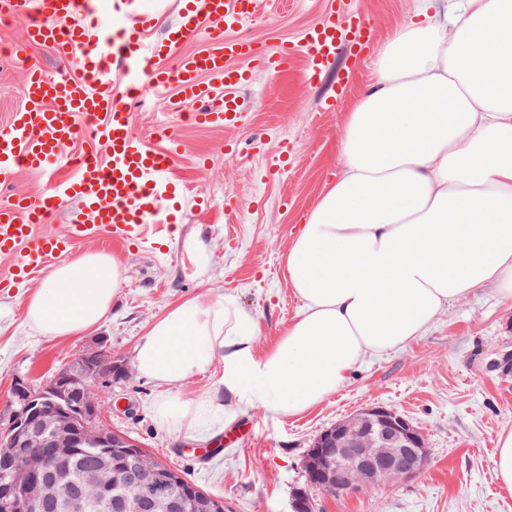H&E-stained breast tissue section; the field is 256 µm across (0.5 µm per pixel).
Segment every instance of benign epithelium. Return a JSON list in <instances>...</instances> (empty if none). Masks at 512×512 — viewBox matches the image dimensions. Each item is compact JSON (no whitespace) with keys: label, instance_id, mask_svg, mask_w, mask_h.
<instances>
[{"label":"benign epithelium","instance_id":"7a95c632","mask_svg":"<svg viewBox=\"0 0 512 512\" xmlns=\"http://www.w3.org/2000/svg\"><path fill=\"white\" fill-rule=\"evenodd\" d=\"M102 361L112 363V352L100 337L43 388L34 390L22 379L15 381L12 395L19 408L12 410L0 438V444L12 449L8 463L0 467V512H84L87 500L68 473L50 471L48 461L37 463L25 452L37 441L53 449L56 457L68 456L80 444L117 449L119 462L100 464L93 480L103 489L116 485L136 488V493L120 504L124 512H220V503L203 495L162 501L150 494L149 489L162 478L155 457L132 439L96 427L95 388L102 379L98 369ZM70 386L83 394L77 408L82 425L78 435L74 418L66 409ZM363 415L368 420V433L399 447L391 452L366 448L363 439L355 438L339 449L348 462L339 467L326 449L333 440L341 439L344 424L322 431L312 446L316 484L334 488L338 495L369 490L383 480L411 479L427 462L422 435L407 419L382 406L366 408Z\"/></svg>","mask_w":512,"mask_h":512}]
</instances>
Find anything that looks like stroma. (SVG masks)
<instances>
[{"label":"stroma","mask_w":512,"mask_h":512,"mask_svg":"<svg viewBox=\"0 0 512 512\" xmlns=\"http://www.w3.org/2000/svg\"><path fill=\"white\" fill-rule=\"evenodd\" d=\"M183 0H99L119 24L145 15L155 36L180 19ZM334 0H254L240 37L259 42L299 40L330 10ZM371 28L365 56L341 39L335 57L316 82L303 76V62L287 75L258 68L235 96L246 116L242 129L179 121L181 143L172 167L188 190L181 224L160 239L120 246L100 235L76 242L72 255L103 251L117 257L121 288L96 335L104 336L116 363L132 364L149 325L178 301L232 297L256 316L266 348L301 312L288 278V249L318 197L341 172L340 142L348 108L372 80V62L390 33L414 18L417 0H347ZM25 71L0 54V123L22 105ZM233 153H225V143ZM291 152L280 164L282 149ZM209 156L208 172L198 169ZM0 295V428L11 386L21 378L43 387L94 335L50 339L26 320L24 293ZM512 349V300L483 284L440 314L429 330L405 348L372 356L336 393L297 416L253 404L233 423L252 428L248 442L220 437L206 444L161 426L154 415L156 387L138 374L113 375L100 390L98 418L110 431L147 448L171 468L222 499L228 512H288L293 488L305 483L304 463L316 437L362 410L383 406L406 417L426 440L428 461L416 477L343 497L315 494L314 512H512V493L501 490L494 454L501 430L512 427V380L488 364Z\"/></svg>","instance_id":"stroma-1"}]
</instances>
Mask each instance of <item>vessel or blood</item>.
I'll list each match as a JSON object with an SVG mask.
<instances>
[{"label": "vessel or blood", "instance_id": "vessel-or-blood-1", "mask_svg": "<svg viewBox=\"0 0 512 512\" xmlns=\"http://www.w3.org/2000/svg\"><path fill=\"white\" fill-rule=\"evenodd\" d=\"M179 23L164 36L144 44L150 28L146 18L130 21L109 33L94 22V0H0V17L27 20L11 46L23 63V106L0 124V190L8 191L20 170L48 174L46 187L34 194L9 193L0 203V256L10 259L9 275L0 277V291L11 292L34 273L49 267L70 247L98 231L113 243H142L150 225L183 220L180 199L184 186L169 171L180 146L174 125L151 135L135 129L132 105L147 90L176 85L167 102L174 115L184 103H202L192 113L199 124L236 126L242 121L235 98L226 88L252 79L238 60L257 56L249 39L235 36L243 21L238 0H184ZM335 13L305 29L299 43L281 42L261 58L267 70L280 75L305 59V75L315 80L336 53ZM205 37L204 51L180 53V46ZM52 48L61 61L75 62L78 74L48 75L28 62L32 44ZM175 57L173 69L158 62ZM87 135L84 150L69 146ZM61 167L74 168L67 179L56 178ZM75 209L64 233L48 231L51 216L66 204Z\"/></svg>", "mask_w": 512, "mask_h": 512}]
</instances>
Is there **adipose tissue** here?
Here are the masks:
<instances>
[{
    "instance_id": "1",
    "label": "adipose tissue",
    "mask_w": 512,
    "mask_h": 512,
    "mask_svg": "<svg viewBox=\"0 0 512 512\" xmlns=\"http://www.w3.org/2000/svg\"><path fill=\"white\" fill-rule=\"evenodd\" d=\"M373 67L346 120L344 169L286 257L299 317L260 350L252 314L193 297L138 342L135 367L160 390L156 419L176 435L218 436L257 401L302 414L479 285L512 298V0H454L409 21ZM120 281L116 257L82 254L28 296L27 321L51 338L86 335ZM218 358L213 395H187Z\"/></svg>"
}]
</instances>
